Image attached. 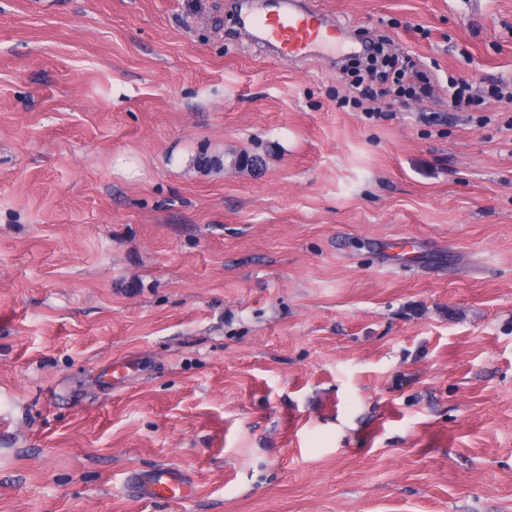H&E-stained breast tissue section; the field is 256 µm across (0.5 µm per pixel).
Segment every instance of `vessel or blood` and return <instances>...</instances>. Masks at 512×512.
I'll use <instances>...</instances> for the list:
<instances>
[{
  "label": "vessel or blood",
  "instance_id": "obj_1",
  "mask_svg": "<svg viewBox=\"0 0 512 512\" xmlns=\"http://www.w3.org/2000/svg\"><path fill=\"white\" fill-rule=\"evenodd\" d=\"M236 24L251 30L260 50L295 64L308 63L329 48L340 28L312 0H263L261 10L239 12ZM127 482L137 496L154 502L186 500L195 492L186 476L170 466L131 472Z\"/></svg>",
  "mask_w": 512,
  "mask_h": 512
}]
</instances>
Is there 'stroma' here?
Listing matches in <instances>:
<instances>
[{
    "instance_id": "1",
    "label": "stroma",
    "mask_w": 512,
    "mask_h": 512,
    "mask_svg": "<svg viewBox=\"0 0 512 512\" xmlns=\"http://www.w3.org/2000/svg\"><path fill=\"white\" fill-rule=\"evenodd\" d=\"M240 3L0 0V512H512V102L446 91L512 0H318L306 65ZM366 37L433 99L339 108ZM473 80L448 77V106L454 111L469 108L476 101ZM132 491L142 499L175 502L191 498L194 485L178 469L158 466L149 471H133L127 477Z\"/></svg>"
}]
</instances>
